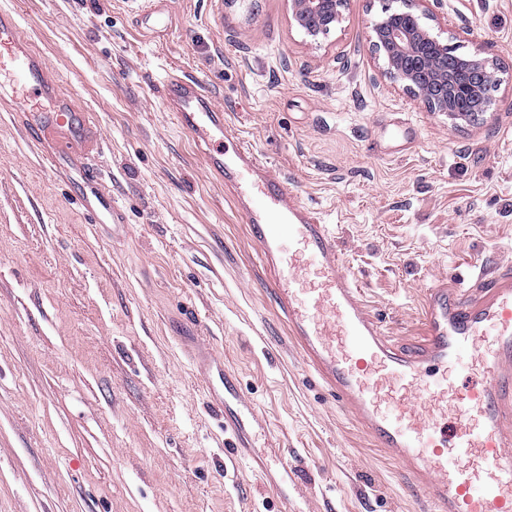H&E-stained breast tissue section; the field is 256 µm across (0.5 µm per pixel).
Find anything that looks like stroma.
I'll return each instance as SVG.
<instances>
[{
    "label": "stroma",
    "instance_id": "stroma-1",
    "mask_svg": "<svg viewBox=\"0 0 512 512\" xmlns=\"http://www.w3.org/2000/svg\"><path fill=\"white\" fill-rule=\"evenodd\" d=\"M414 0H347L310 40L288 0H0L101 137L122 225L88 219L78 164L46 165L0 104V512H429L305 364L248 227L170 116L168 72L202 81L336 233L388 336L422 334L445 275L512 261V0H443L433 32L498 64L477 125L428 112L384 71L370 24ZM224 356L294 474L280 500L224 456L190 337Z\"/></svg>",
    "mask_w": 512,
    "mask_h": 512
}]
</instances>
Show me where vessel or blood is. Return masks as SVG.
Returning <instances> with one entry per match:
<instances>
[{
	"instance_id": "1",
	"label": "vessel or blood",
	"mask_w": 512,
	"mask_h": 512,
	"mask_svg": "<svg viewBox=\"0 0 512 512\" xmlns=\"http://www.w3.org/2000/svg\"><path fill=\"white\" fill-rule=\"evenodd\" d=\"M163 86L168 109L203 151L206 170L238 203L306 363L342 407L415 474L434 512H512V267L473 288L438 278L422 296V340L395 344L319 213L247 145L220 149L228 137L224 113L204 84L171 72ZM0 103L27 114L33 143H52V165L92 146L86 113L60 94L55 71L5 11ZM79 195L89 213L118 219L94 168L83 167ZM197 351L207 398L224 411L230 452L246 457L256 407L221 354L202 344Z\"/></svg>"
}]
</instances>
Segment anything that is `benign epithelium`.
<instances>
[{"mask_svg": "<svg viewBox=\"0 0 512 512\" xmlns=\"http://www.w3.org/2000/svg\"><path fill=\"white\" fill-rule=\"evenodd\" d=\"M299 29L316 40L343 20L346 0H289ZM429 8L409 12L405 19L382 16L370 26L375 53L387 73L430 112L458 123H477L486 114L488 93L498 82L496 62L474 51L448 56V45L433 33Z\"/></svg>", "mask_w": 512, "mask_h": 512, "instance_id": "7a95c632", "label": "benign epithelium"}]
</instances>
